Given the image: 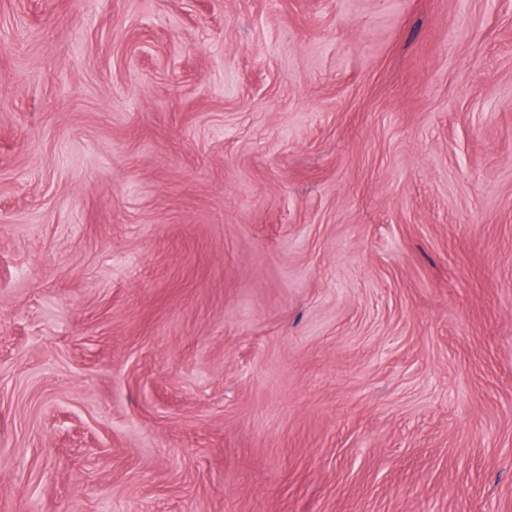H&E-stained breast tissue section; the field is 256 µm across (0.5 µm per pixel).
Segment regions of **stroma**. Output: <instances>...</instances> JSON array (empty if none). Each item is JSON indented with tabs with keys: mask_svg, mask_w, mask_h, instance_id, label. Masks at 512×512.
I'll list each match as a JSON object with an SVG mask.
<instances>
[{
	"mask_svg": "<svg viewBox=\"0 0 512 512\" xmlns=\"http://www.w3.org/2000/svg\"><path fill=\"white\" fill-rule=\"evenodd\" d=\"M0 512H512V0H0Z\"/></svg>",
	"mask_w": 512,
	"mask_h": 512,
	"instance_id": "35a3bbf8",
	"label": "stroma"
}]
</instances>
